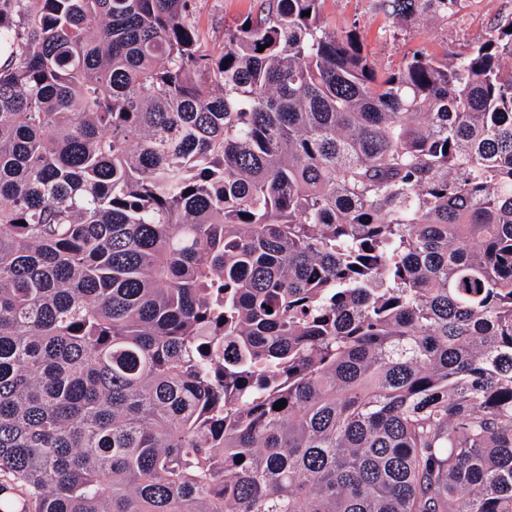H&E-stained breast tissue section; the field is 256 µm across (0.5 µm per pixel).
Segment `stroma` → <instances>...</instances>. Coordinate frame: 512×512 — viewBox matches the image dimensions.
<instances>
[{
    "mask_svg": "<svg viewBox=\"0 0 512 512\" xmlns=\"http://www.w3.org/2000/svg\"><path fill=\"white\" fill-rule=\"evenodd\" d=\"M260 0H196L194 22L200 47L219 52L224 26L257 11ZM323 14L330 27L357 28L377 71L395 69L414 51L464 52L485 36L504 16L512 14V0H466L455 16L437 24L421 23L409 33L394 35L392 21L374 8V0H324Z\"/></svg>",
    "mask_w": 512,
    "mask_h": 512,
    "instance_id": "35a3bbf8",
    "label": "stroma"
}]
</instances>
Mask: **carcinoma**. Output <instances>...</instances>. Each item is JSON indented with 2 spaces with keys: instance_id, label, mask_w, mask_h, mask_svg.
<instances>
[{
  "instance_id": "carcinoma-1",
  "label": "carcinoma",
  "mask_w": 512,
  "mask_h": 512,
  "mask_svg": "<svg viewBox=\"0 0 512 512\" xmlns=\"http://www.w3.org/2000/svg\"><path fill=\"white\" fill-rule=\"evenodd\" d=\"M322 2L0 0V512H512V14ZM261 0H197L194 22L200 47L207 53L224 48V23H233L255 13ZM374 0H325L323 14L336 31L354 23L379 72L398 67L416 50L464 52L485 36L504 16L512 14V0H466L463 9L448 21L420 23L409 33L393 36L392 20L374 9Z\"/></svg>"
}]
</instances>
